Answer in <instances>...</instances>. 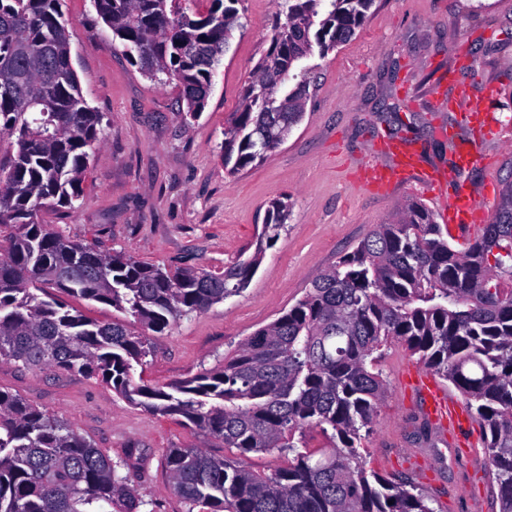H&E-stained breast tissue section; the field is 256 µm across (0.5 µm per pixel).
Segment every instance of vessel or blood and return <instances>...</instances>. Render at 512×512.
<instances>
[{
	"label": "vessel or blood",
	"mask_w": 512,
	"mask_h": 512,
	"mask_svg": "<svg viewBox=\"0 0 512 512\" xmlns=\"http://www.w3.org/2000/svg\"><path fill=\"white\" fill-rule=\"evenodd\" d=\"M485 92V87L479 84H468L458 91L457 106L461 119L470 128L488 130L492 127L489 114L474 104L475 99ZM384 153L386 159L373 168L367 179L368 185L383 191L394 179L399 178L431 192L449 237L459 246H467L488 221V213L480 202L478 192L453 187L452 172L422 165L417 152L406 143L389 142ZM410 379L424 398L427 414L441 432L458 435L460 446H468L466 434L472 425L458 397L430 374L414 373Z\"/></svg>",
	"instance_id": "obj_1"
}]
</instances>
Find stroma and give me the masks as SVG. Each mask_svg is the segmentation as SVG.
<instances>
[{
    "instance_id": "35a3bbf8",
    "label": "stroma",
    "mask_w": 512,
    "mask_h": 512,
    "mask_svg": "<svg viewBox=\"0 0 512 512\" xmlns=\"http://www.w3.org/2000/svg\"><path fill=\"white\" fill-rule=\"evenodd\" d=\"M71 60L88 105L103 116V139L71 206L42 210L40 223L104 252H123L160 267L213 272L255 250L273 199L293 207L276 244L266 250L248 288L151 335L143 379L164 385L223 364L239 343L298 301L314 276L352 250L410 200L434 209L423 192L401 184L363 188L366 170L389 139L420 150L425 165L451 167L447 130L456 110L437 107L462 84L491 82L479 99L497 132L484 149L488 167L458 173V182L512 180V0H375L354 39L301 62L313 78L302 121L278 148L247 168H225L219 145L258 59L269 45L274 0H239L241 25L212 76L196 119L185 118L178 88L144 76L112 44L91 0H64ZM468 45L471 61L456 50ZM378 367L387 396L357 447L383 474L412 478L435 512H499L496 483L482 444L468 455L440 439L403 376L424 371L418 356L392 343ZM0 388L58 416L103 449L117 473L147 503L146 512H186L166 469L168 449L195 446L242 459L269 473L287 465L277 452L239 455L205 433L129 404L95 378L56 369L35 371L0 361Z\"/></svg>"
}]
</instances>
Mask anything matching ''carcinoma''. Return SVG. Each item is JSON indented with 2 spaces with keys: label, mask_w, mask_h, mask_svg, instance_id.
Segmentation results:
<instances>
[{
  "label": "carcinoma",
  "mask_w": 512,
  "mask_h": 512,
  "mask_svg": "<svg viewBox=\"0 0 512 512\" xmlns=\"http://www.w3.org/2000/svg\"><path fill=\"white\" fill-rule=\"evenodd\" d=\"M129 61L176 82L182 111H204L239 0H92ZM375 0H277L261 55L219 149L244 169L264 160L301 121L310 80L298 63L351 41ZM0 360L97 376L127 402L176 416L226 448L292 458L256 473L201 448L166 462L187 512H434L423 489L367 469L357 451L386 396L375 353L397 341L448 380L473 410L497 485L512 512V181L493 220L466 249L409 201L304 296L238 345L224 365L164 389L136 378L147 340L122 321L101 323L39 297L51 285L112 306L156 334L242 293L291 205L271 202L254 254L222 272L145 265L64 239L37 221L79 195L102 116L85 102L71 63L62 0H0ZM331 432L319 458L295 436ZM146 502L101 449L55 415L0 389V512H141Z\"/></svg>",
  "instance_id": "carcinoma-1"
}]
</instances>
